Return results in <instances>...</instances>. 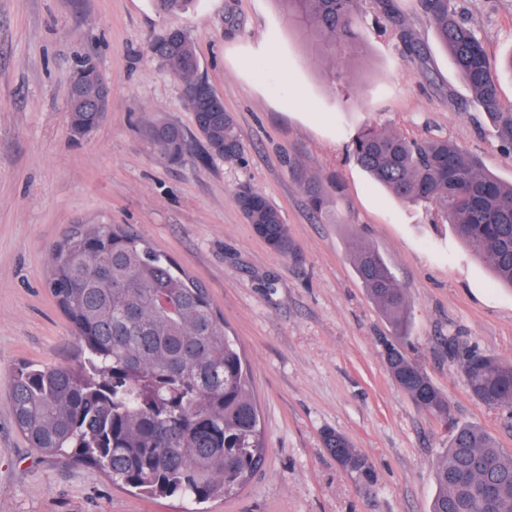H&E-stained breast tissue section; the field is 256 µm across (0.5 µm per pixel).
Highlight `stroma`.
Wrapping results in <instances>:
<instances>
[{
  "label": "stroma",
  "instance_id": "stroma-1",
  "mask_svg": "<svg viewBox=\"0 0 512 512\" xmlns=\"http://www.w3.org/2000/svg\"><path fill=\"white\" fill-rule=\"evenodd\" d=\"M421 58L374 32L378 0H362L367 44L334 93L275 0H0V512H187L149 501L100 470L42 455L18 433L9 383L25 362L76 360V341L47 288L53 245L75 224H116L166 252L206 288L242 350L266 446L235 496L205 512H429L435 464L455 425L512 449V418L469 392L449 337L512 359V289L495 284L450 225L371 183L346 151L366 124L441 134L512 182L501 150L447 49L413 0H393ZM489 57L512 59V0H456ZM190 37L238 124L240 161L161 158L144 135L156 121L195 138L181 84L148 50L166 28ZM92 57L112 107L92 132L68 125L70 78ZM318 178L333 210L314 214L297 180ZM247 185L281 211L295 253L270 250L234 196ZM388 263L410 304L399 347L447 398V421L417 407L385 360L393 330L350 259L358 244ZM346 436L373 470H343L323 434Z\"/></svg>",
  "mask_w": 512,
  "mask_h": 512
}]
</instances>
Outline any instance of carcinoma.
Here are the masks:
<instances>
[{
	"instance_id": "cac0c4a2",
	"label": "carcinoma",
	"mask_w": 512,
	"mask_h": 512,
	"mask_svg": "<svg viewBox=\"0 0 512 512\" xmlns=\"http://www.w3.org/2000/svg\"><path fill=\"white\" fill-rule=\"evenodd\" d=\"M417 7L450 53L478 109L491 118L496 138L512 149V101L500 93L499 68L477 30L454 0H416ZM314 61L363 55L361 0H277ZM381 32H391L410 57L413 40L401 15L385 4ZM180 81L199 80V61L187 35L159 50ZM94 96L83 95L85 112L70 113L74 129L100 122ZM195 111L197 133L228 162L244 148L232 113L206 96ZM145 135L165 156L182 151L183 132L165 121ZM349 152L371 179L402 201L421 204L452 227L471 251L487 259L496 278L512 288V183L484 173L480 160L444 135L417 137L404 130L367 125ZM310 208L329 213V198L314 177L302 178ZM236 203L249 224H262L293 252L281 212L264 195L241 188ZM354 271L378 310L398 333L409 324V301L382 256L369 246L351 255ZM47 287L66 317L78 348L77 362H27L11 382L14 422L43 455L102 470L112 484L151 498L195 503L233 496L265 458L252 384L238 344L203 288L165 253L111 224H75L54 246ZM448 353L458 361L470 392L512 414V361L456 339ZM392 380L417 406L448 419V405L424 370L388 344ZM325 445L358 462L359 478L372 471L347 437L328 432ZM430 512H512V450L500 448L482 428L453 429L435 470Z\"/></svg>"
}]
</instances>
